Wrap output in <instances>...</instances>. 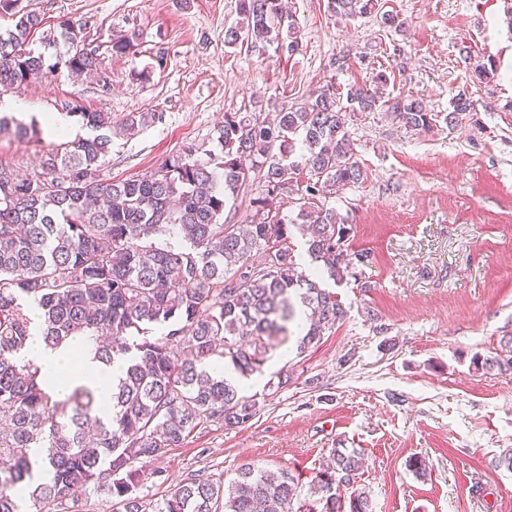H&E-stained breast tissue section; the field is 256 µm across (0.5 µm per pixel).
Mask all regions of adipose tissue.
<instances>
[{"label":"adipose tissue","mask_w":512,"mask_h":512,"mask_svg":"<svg viewBox=\"0 0 512 512\" xmlns=\"http://www.w3.org/2000/svg\"><path fill=\"white\" fill-rule=\"evenodd\" d=\"M26 359L40 366L50 377L48 389L58 398H65L74 387L90 385L108 392L113 383L121 376L125 363L117 359L113 363H105L97 359L94 352L85 351L83 367L73 370L62 349L46 347L39 334L29 337L24 350Z\"/></svg>","instance_id":"1"}]
</instances>
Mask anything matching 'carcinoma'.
<instances>
[{
  "label": "carcinoma",
  "instance_id": "cac0c4a2",
  "mask_svg": "<svg viewBox=\"0 0 512 512\" xmlns=\"http://www.w3.org/2000/svg\"><path fill=\"white\" fill-rule=\"evenodd\" d=\"M326 10L355 18L380 7L378 0H326ZM237 11L241 22L224 30V46L249 38L290 55L299 49L296 20L282 0H238ZM0 16L14 21L0 33V92L62 66L76 79L97 77L100 95L110 94L101 45L91 47L82 36L87 23H57L46 44L61 40L69 50L49 64L29 46L45 24L43 14L22 0H0ZM136 46L133 32L109 41L115 54ZM497 71L491 59L475 62L472 79L486 83ZM346 99L347 107L330 83L269 124L253 112H226L217 129L220 154L190 144L157 169L120 181L100 177L112 151L107 133L60 144L33 175L0 164V512H82L89 496L115 501L120 512H373L369 491L356 483L363 454L355 449H334L307 482L284 469L244 463L229 480L192 474L156 502L140 494L141 468L164 460L198 424L241 429L259 414V403L240 394L236 379L263 374L274 342L290 340L294 297L308 321L296 345L301 355L347 316L321 276L368 287L372 255L352 248L351 227L327 200L363 178L345 130L347 108L370 112L380 96L361 85L349 88ZM384 104L406 129L436 126L416 98ZM450 105V126L474 109L464 90ZM66 109L97 131L112 128L110 115L90 112L76 98ZM163 117L140 112L123 131L133 135ZM12 125L20 138L41 134L34 120L27 125L0 116V133ZM298 143L306 150L302 165L290 160ZM256 177L251 219L243 226L224 223L227 200ZM294 194L297 214L287 219L281 209ZM169 231L185 246L160 239ZM296 231L319 263L310 274L298 270L291 246ZM30 300L42 311L46 345H92L100 360L126 362L107 409L85 387L53 399L40 367L18 358L29 336ZM155 326L163 328L158 336ZM221 360L236 377L216 373ZM474 364L512 371V350ZM36 466L49 478L35 485Z\"/></svg>",
  "mask_w": 512,
  "mask_h": 512
}]
</instances>
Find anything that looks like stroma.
Instances as JSON below:
<instances>
[{
    "label": "stroma",
    "instance_id": "obj_1",
    "mask_svg": "<svg viewBox=\"0 0 512 512\" xmlns=\"http://www.w3.org/2000/svg\"><path fill=\"white\" fill-rule=\"evenodd\" d=\"M44 14L90 21L88 39L129 31L135 52L104 51L112 91L73 84L60 71L17 93L32 117L60 110L80 95L89 110L112 116V152L104 180L154 170L194 143L216 149L228 112L271 118L334 84L377 86L382 99H423L439 123L428 132L393 123L383 108L347 117L365 171L329 204L352 227L351 244L371 252L369 285L336 292L348 315L321 343L275 352L264 374L242 385L261 397L251 425L225 430L201 424L160 465L143 469V491L159 499L188 474L233 477L252 461L310 479L332 449L364 453L361 484L374 512H512V471L495 467L512 448V373L475 369L512 337V32L504 0H381L405 28L368 16L338 19L325 0H287L300 29L293 55L224 45L237 24V0H23ZM166 47L171 62L153 70ZM494 59L500 73L472 84L462 47ZM468 90L472 112L455 126L443 117ZM161 112L162 123L134 136L120 132L129 115ZM0 137V163L19 174L38 170L43 152L64 143ZM289 368L287 387L270 392V373ZM422 456L430 474L406 467Z\"/></svg>",
    "mask_w": 512,
    "mask_h": 512
}]
</instances>
